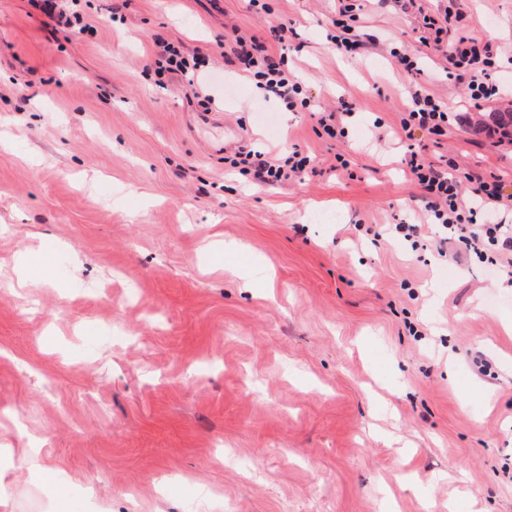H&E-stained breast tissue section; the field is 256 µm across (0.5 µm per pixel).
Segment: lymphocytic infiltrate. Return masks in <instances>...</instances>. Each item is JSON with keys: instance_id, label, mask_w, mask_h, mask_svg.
Returning <instances> with one entry per match:
<instances>
[{"instance_id": "f902f5d3", "label": "lymphocytic infiltrate", "mask_w": 512, "mask_h": 512, "mask_svg": "<svg viewBox=\"0 0 512 512\" xmlns=\"http://www.w3.org/2000/svg\"><path fill=\"white\" fill-rule=\"evenodd\" d=\"M450 20L447 14L423 15L421 43L441 52L448 79H455L460 72L469 74L471 104L478 106L502 95L505 87L491 73L492 47L464 34L447 41ZM153 53L158 75H181L188 82L198 81L202 65L199 57L184 55L180 46L164 39L155 40ZM224 59L232 71L252 76L260 89L274 94L286 110L295 109L302 87L289 72L284 58L277 56L266 42L254 36H235ZM404 107L400 118L401 130L408 141L404 161L434 221L439 256L460 260L468 252L480 250L483 244L496 246L497 255L492 263L505 272L507 283L512 286V193L507 191L505 181L498 176L478 179L469 200H462L460 182L451 171V160L428 161L412 142L418 130L439 137L445 135L450 122L447 106L418 84L410 91ZM312 161V156L298 150L280 158L246 144L239 145L227 158L230 168L251 176L258 184L297 177Z\"/></svg>"}]
</instances>
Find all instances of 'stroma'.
<instances>
[{"instance_id": "stroma-1", "label": "stroma", "mask_w": 512, "mask_h": 512, "mask_svg": "<svg viewBox=\"0 0 512 512\" xmlns=\"http://www.w3.org/2000/svg\"><path fill=\"white\" fill-rule=\"evenodd\" d=\"M265 2L81 0L87 35L0 0V448L38 443L76 512H191L204 490L213 512H512V288L431 230L415 253L369 233L425 220L387 44L431 56L426 88L467 113L424 151L463 190L512 181V95L466 103L383 0H356L354 57L327 39L336 0ZM419 2L512 55V0ZM282 22L305 110L224 69L235 33ZM158 35L209 57L210 105L156 85ZM344 101L355 121L324 136ZM243 142L315 168L255 184L224 164Z\"/></svg>"}]
</instances>
